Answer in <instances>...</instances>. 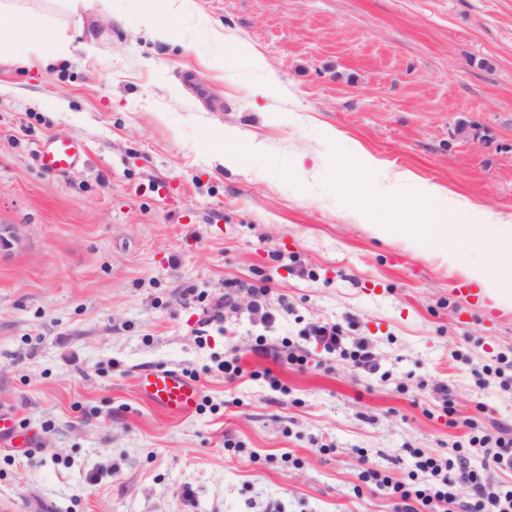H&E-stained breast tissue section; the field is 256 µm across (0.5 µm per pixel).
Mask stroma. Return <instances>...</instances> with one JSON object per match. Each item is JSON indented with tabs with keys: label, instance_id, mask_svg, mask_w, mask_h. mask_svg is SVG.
I'll list each match as a JSON object with an SVG mask.
<instances>
[{
	"label": "stroma",
	"instance_id": "35a3bbf8",
	"mask_svg": "<svg viewBox=\"0 0 512 512\" xmlns=\"http://www.w3.org/2000/svg\"><path fill=\"white\" fill-rule=\"evenodd\" d=\"M195 2L208 21L181 45L90 11L93 56L0 65V412L38 435L30 458L0 445V512H393L359 455L404 482L412 451L467 444L465 420L512 426V307L427 248L374 237L327 187L331 153L512 216V0ZM228 132L236 168L218 162ZM61 133L88 153L51 175L37 154ZM228 279L244 285L232 312ZM324 319L374 371L302 337ZM160 368L197 374L191 415L137 394ZM267 369L288 396L253 379Z\"/></svg>",
	"mask_w": 512,
	"mask_h": 512
}]
</instances>
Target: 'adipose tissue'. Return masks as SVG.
I'll return each instance as SVG.
<instances>
[{
  "label": "adipose tissue",
  "instance_id": "adipose-tissue-1",
  "mask_svg": "<svg viewBox=\"0 0 512 512\" xmlns=\"http://www.w3.org/2000/svg\"><path fill=\"white\" fill-rule=\"evenodd\" d=\"M74 21L72 32H65L45 14L25 10L16 0H0V56L27 67H48L64 62L78 53L93 54V38L84 34L83 13L99 9L116 13L118 19L152 39L180 42L184 39L185 22L196 12L195 0H62Z\"/></svg>",
  "mask_w": 512,
  "mask_h": 512
}]
</instances>
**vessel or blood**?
<instances>
[{
    "label": "vessel or blood",
    "instance_id": "obj_1",
    "mask_svg": "<svg viewBox=\"0 0 512 512\" xmlns=\"http://www.w3.org/2000/svg\"><path fill=\"white\" fill-rule=\"evenodd\" d=\"M86 152L85 144L70 135L61 134L46 144L37 156L38 164L47 173L66 175L73 173L81 164ZM138 391L152 406L167 414L185 417L197 407L201 387L175 369L152 370L138 378ZM9 441L11 447L32 449L34 437L18 430L10 416L0 415V440Z\"/></svg>",
    "mask_w": 512,
    "mask_h": 512
}]
</instances>
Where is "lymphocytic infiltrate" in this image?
I'll use <instances>...</instances> for the list:
<instances>
[{
    "label": "lymphocytic infiltrate",
    "instance_id": "lymphocytic-infiltrate-1",
    "mask_svg": "<svg viewBox=\"0 0 512 512\" xmlns=\"http://www.w3.org/2000/svg\"><path fill=\"white\" fill-rule=\"evenodd\" d=\"M303 333L314 337L328 353L364 366L373 361V353L365 345H357L352 351L343 348L339 324L317 321L305 327ZM469 427V444L481 452L480 466H473L468 454L459 449L445 459L415 454L413 466L419 478L409 483L369 467L362 468L359 477L372 484L374 491L395 499V512H512V485L493 483L485 476L492 468L512 473V429L502 426L491 431L474 421ZM463 487L469 489V497L460 496Z\"/></svg>",
    "mask_w": 512,
    "mask_h": 512
}]
</instances>
